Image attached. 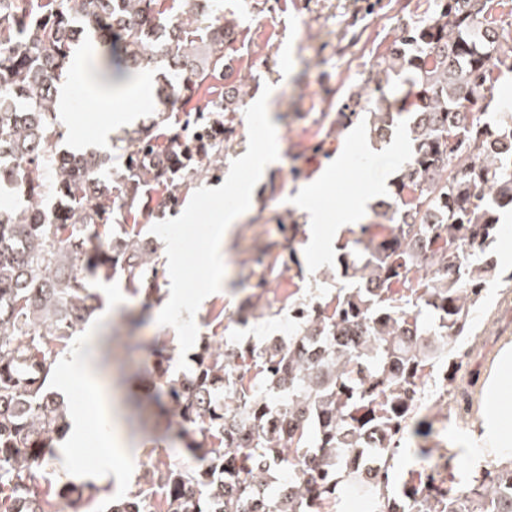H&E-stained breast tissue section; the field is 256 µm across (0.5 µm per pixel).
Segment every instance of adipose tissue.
<instances>
[{
	"mask_svg": "<svg viewBox=\"0 0 512 512\" xmlns=\"http://www.w3.org/2000/svg\"><path fill=\"white\" fill-rule=\"evenodd\" d=\"M62 366L69 382L91 397L87 406L73 408L70 439L73 447H82L84 426L88 417H96L103 428L102 457L109 466L130 467L133 455L129 441L112 429V408L103 393L95 367L73 351ZM478 412L463 440L472 452L471 467L478 470L486 464L505 465L512 462V338L501 341L484 373L477 393Z\"/></svg>",
	"mask_w": 512,
	"mask_h": 512,
	"instance_id": "obj_1",
	"label": "adipose tissue"
}]
</instances>
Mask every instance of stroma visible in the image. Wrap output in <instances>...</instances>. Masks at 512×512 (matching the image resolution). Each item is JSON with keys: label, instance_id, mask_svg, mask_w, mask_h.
I'll return each mask as SVG.
<instances>
[{"label": "stroma", "instance_id": "35a3bbf8", "mask_svg": "<svg viewBox=\"0 0 512 512\" xmlns=\"http://www.w3.org/2000/svg\"><path fill=\"white\" fill-rule=\"evenodd\" d=\"M428 7L427 0H224L225 15L236 20L237 36L224 45L230 68L220 86L243 87L249 104L256 101L264 86L272 87L267 110L279 130L280 148L278 159L256 184L249 209L224 242L222 288L209 295L196 313L199 335L219 337L228 348L246 341L258 345L270 342L288 323L289 298L324 302L342 286L335 270V248L323 251L309 244L303 229L309 213L320 212L330 224L336 212L358 198L375 203L389 192L407 158L408 144L399 129L380 143L358 126L336 130L331 114L341 105L344 90L361 83L386 53L402 21L424 14ZM71 91L73 111L61 125L62 150H110V141L99 140L98 129L111 123L113 138H117L124 122H109L103 106L79 85H72ZM226 126L230 134L216 168L181 187L177 205L138 216L142 236H150L155 223L176 217L197 189L223 184L232 161L247 150L244 109L229 114ZM305 194L311 204L307 210L297 203ZM288 224L301 227L296 248L302 267H279L254 317L239 322L237 309L245 297L240 278L251 272V257L264 245L273 243L278 251H287L289 244L282 228ZM86 285L105 299L102 310L92 318L96 326L118 318L120 313L135 314L141 309V297L127 289L122 277L90 279ZM510 291V281L489 283L473 314L470 336L459 341L467 353L461 370L465 382H477L498 341L512 336V304L506 299ZM421 415L432 427L433 442L447 458L441 475L447 485H456L470 472V458L461 442L468 420L433 396L425 401ZM100 434L97 419L89 418L73 476L108 486L117 497L144 484L150 457L166 454L165 443L137 442L134 473L119 481L100 472Z\"/></svg>", "mask_w": 512, "mask_h": 512}]
</instances>
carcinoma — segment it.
<instances>
[{"label": "carcinoma", "instance_id": "1", "mask_svg": "<svg viewBox=\"0 0 512 512\" xmlns=\"http://www.w3.org/2000/svg\"><path fill=\"white\" fill-rule=\"evenodd\" d=\"M490 23L500 39L481 34ZM233 26L223 0H0V156L18 161L15 184L28 197L17 206L0 195V512H87L108 492L76 482L56 451L71 405L49 391L53 365L102 308L77 263L94 279L118 273L130 291L158 300V244L129 220L175 204L179 187L218 161L224 113L243 97L188 104L224 79V34ZM85 36L99 47L105 82L127 85L165 70L157 119L118 139L122 161L112 169L110 155L94 152L74 155L73 169L58 165L57 85L74 71ZM511 44L512 0H430L426 15L404 24L375 75L334 115L340 130L360 120L384 139L411 114L409 161L361 237L338 246L336 268L351 286L323 304L289 305L285 350L252 342L225 349L202 336L192 373L152 368L148 402L185 461L151 464L159 499L140 487L110 499L106 512H318L339 488L364 485L382 512L403 503L412 512H512V462L455 488L430 473L390 490L407 432L423 440L421 457L432 456L433 432L420 418L425 386L438 383L441 395L456 398L466 356L456 342L469 335L487 283L501 276L496 261L474 255L497 241L501 214L512 211V156L495 148L512 143V112L490 122L473 108L493 100L499 77L512 73ZM176 107L195 113L193 123L169 125ZM283 263L268 247L255 258L264 275L250 285L241 317ZM144 321L124 318L90 350L112 364L115 346L140 347L133 332ZM351 328L359 342L336 343ZM314 344L320 354L309 360L302 347ZM276 400L294 417L286 434L269 422ZM307 456L308 477L294 476ZM356 456L377 463L363 485ZM281 465L288 491L259 494Z\"/></svg>", "mask_w": 512, "mask_h": 512}]
</instances>
